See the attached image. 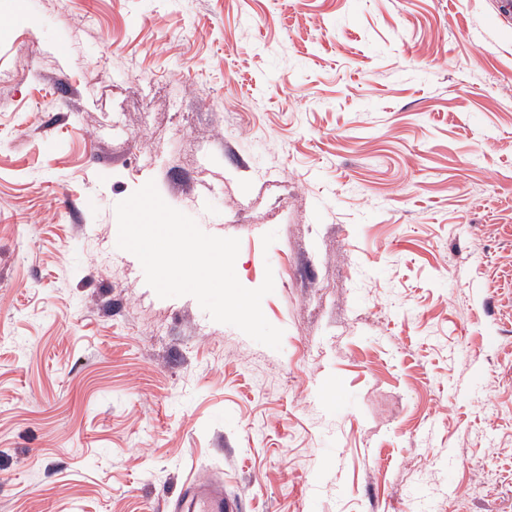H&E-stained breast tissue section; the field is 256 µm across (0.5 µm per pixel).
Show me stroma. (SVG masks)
<instances>
[{
  "label": "stroma",
  "mask_w": 512,
  "mask_h": 512,
  "mask_svg": "<svg viewBox=\"0 0 512 512\" xmlns=\"http://www.w3.org/2000/svg\"><path fill=\"white\" fill-rule=\"evenodd\" d=\"M150 181L273 273L281 350L118 249ZM212 474L244 512H512L496 0H0V512Z\"/></svg>",
  "instance_id": "1"
}]
</instances>
